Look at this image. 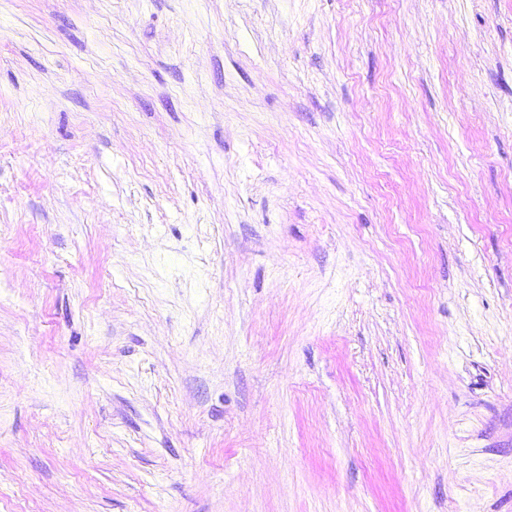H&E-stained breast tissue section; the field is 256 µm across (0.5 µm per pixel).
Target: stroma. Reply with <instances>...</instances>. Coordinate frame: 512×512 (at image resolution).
Listing matches in <instances>:
<instances>
[{
  "label": "stroma",
  "instance_id": "stroma-1",
  "mask_svg": "<svg viewBox=\"0 0 512 512\" xmlns=\"http://www.w3.org/2000/svg\"><path fill=\"white\" fill-rule=\"evenodd\" d=\"M0 512H512V0H0Z\"/></svg>",
  "mask_w": 512,
  "mask_h": 512
}]
</instances>
